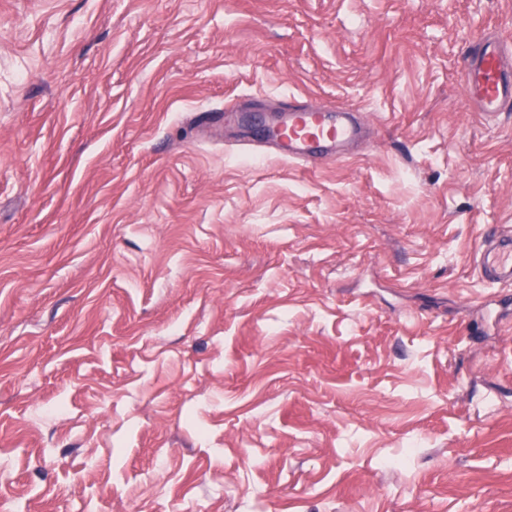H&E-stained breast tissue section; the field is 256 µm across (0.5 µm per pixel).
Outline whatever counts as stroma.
<instances>
[{
  "label": "stroma",
  "instance_id": "obj_1",
  "mask_svg": "<svg viewBox=\"0 0 512 512\" xmlns=\"http://www.w3.org/2000/svg\"><path fill=\"white\" fill-rule=\"evenodd\" d=\"M488 28L512 0H0V512H512ZM285 95L366 144L256 156ZM466 99L485 118L512 112V48L491 33L476 37L463 58ZM481 277L494 285H512V233L495 232L485 237L476 250Z\"/></svg>",
  "mask_w": 512,
  "mask_h": 512
}]
</instances>
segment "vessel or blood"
<instances>
[{
  "label": "vessel or blood",
  "mask_w": 512,
  "mask_h": 512,
  "mask_svg": "<svg viewBox=\"0 0 512 512\" xmlns=\"http://www.w3.org/2000/svg\"><path fill=\"white\" fill-rule=\"evenodd\" d=\"M466 99L487 118L512 112V45L490 33L476 37L463 59ZM286 117L268 135L279 155L309 165L343 158L345 147L362 135L361 123L347 109L311 106L289 98ZM483 279L494 285H512V233L485 237L476 250Z\"/></svg>",
  "instance_id": "1"
}]
</instances>
